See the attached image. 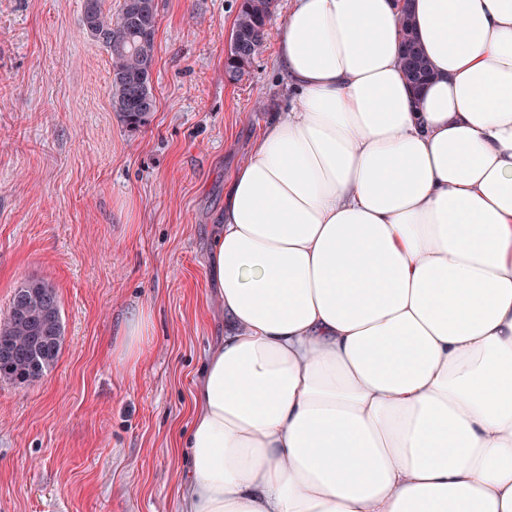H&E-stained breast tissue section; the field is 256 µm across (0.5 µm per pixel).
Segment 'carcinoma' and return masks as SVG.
<instances>
[{"label": "carcinoma", "instance_id": "obj_1", "mask_svg": "<svg viewBox=\"0 0 512 512\" xmlns=\"http://www.w3.org/2000/svg\"><path fill=\"white\" fill-rule=\"evenodd\" d=\"M276 0H240L232 38L240 44V50L224 58V72L231 80L240 78L253 64L267 35V24ZM128 0H120L117 13L104 12L102 0H96L95 28L101 37L92 40L102 45L110 57L108 95L112 111L130 130L145 126L150 115L139 112L133 105L137 81L146 60L156 57L157 18L147 26L139 25L128 16ZM402 60L410 86L414 89L425 83L430 70L427 61L417 48L415 27L410 14L402 21ZM50 306L60 308L55 286L43 279L32 280V287L23 299L25 315L11 314L0 319V346L15 351L13 358L0 363V379L19 384L31 383L33 368L41 373L49 371L58 360L64 341V331L47 324L41 332L42 342L31 340L29 321H40Z\"/></svg>", "mask_w": 512, "mask_h": 512}]
</instances>
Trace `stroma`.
Returning a JSON list of instances; mask_svg holds the SVG:
<instances>
[{"label": "stroma", "mask_w": 512, "mask_h": 512, "mask_svg": "<svg viewBox=\"0 0 512 512\" xmlns=\"http://www.w3.org/2000/svg\"><path fill=\"white\" fill-rule=\"evenodd\" d=\"M240 0H158L156 109L132 131L112 110L109 56L84 0H0V317L27 278L55 286L65 340L40 381L0 380V512H182L170 445L224 331L205 255L224 181L286 101L275 41L224 73ZM151 311L136 370L112 358Z\"/></svg>", "instance_id": "stroma-1"}]
</instances>
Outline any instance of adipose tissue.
Here are the masks:
<instances>
[{"label":"adipose tissue","mask_w":512,"mask_h":512,"mask_svg":"<svg viewBox=\"0 0 512 512\" xmlns=\"http://www.w3.org/2000/svg\"><path fill=\"white\" fill-rule=\"evenodd\" d=\"M402 2L288 0V104L212 230L188 512H512V0H410L418 95ZM401 25L404 40L402 51L403 65L410 86L414 89H417L428 80L430 76V70L427 61L417 48L418 43L415 33V27L412 22L411 15L408 14L407 10L406 14L403 16V21ZM409 51L413 55L412 57L414 63H411L407 60V53Z\"/></svg>","instance_id":"adipose-tissue-1"}]
</instances>
